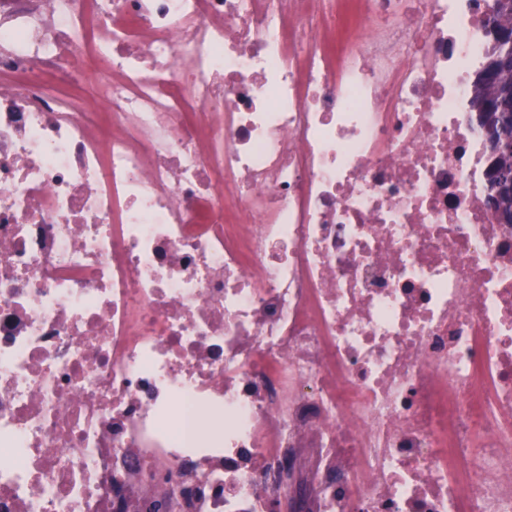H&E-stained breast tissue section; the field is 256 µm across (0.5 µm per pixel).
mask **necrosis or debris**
Returning <instances> with one entry per match:
<instances>
[{"mask_svg":"<svg viewBox=\"0 0 512 512\" xmlns=\"http://www.w3.org/2000/svg\"><path fill=\"white\" fill-rule=\"evenodd\" d=\"M493 3L0 0V512H512ZM480 83L477 81L475 82L476 87V95H475V109L476 112H479V115L481 116L482 120L484 122H488L491 119V109L492 105L490 104V99H479L480 97H486L489 94V91L486 87H489L492 91H495L497 89L498 85V78H497V71L495 67L494 61H490L485 66L484 70L482 71L480 77H479ZM484 85V86H483ZM486 86V87H485ZM479 99V100H477ZM479 117V121L481 125L483 126L481 120Z\"/></svg>","mask_w":512,"mask_h":512,"instance_id":"obj_1","label":"necrosis or debris"}]
</instances>
